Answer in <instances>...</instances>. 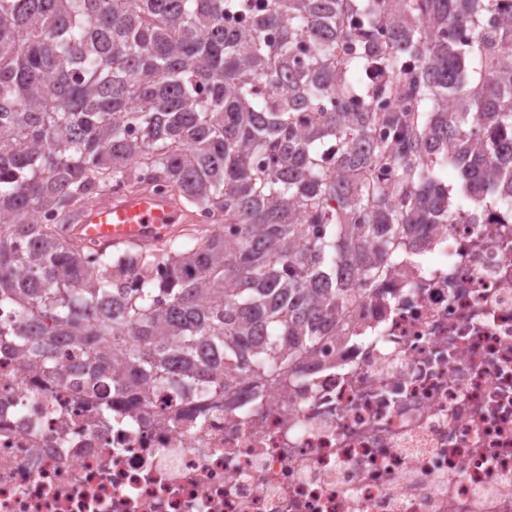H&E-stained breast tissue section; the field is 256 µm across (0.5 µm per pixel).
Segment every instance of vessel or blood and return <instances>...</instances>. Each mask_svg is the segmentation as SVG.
<instances>
[{
  "instance_id": "vessel-or-blood-1",
  "label": "vessel or blood",
  "mask_w": 512,
  "mask_h": 512,
  "mask_svg": "<svg viewBox=\"0 0 512 512\" xmlns=\"http://www.w3.org/2000/svg\"><path fill=\"white\" fill-rule=\"evenodd\" d=\"M182 210L176 200L149 192L96 202L81 215L75 232L109 247L131 243L154 245L169 237Z\"/></svg>"
}]
</instances>
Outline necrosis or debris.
Instances as JSON below:
<instances>
[{"instance_id": "1", "label": "necrosis or debris", "mask_w": 512, "mask_h": 512, "mask_svg": "<svg viewBox=\"0 0 512 512\" xmlns=\"http://www.w3.org/2000/svg\"><path fill=\"white\" fill-rule=\"evenodd\" d=\"M430 225L286 382L87 390L0 346V512H512V212Z\"/></svg>"}]
</instances>
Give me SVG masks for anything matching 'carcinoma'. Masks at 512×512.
<instances>
[{
	"label": "carcinoma",
	"mask_w": 512,
	"mask_h": 512,
	"mask_svg": "<svg viewBox=\"0 0 512 512\" xmlns=\"http://www.w3.org/2000/svg\"><path fill=\"white\" fill-rule=\"evenodd\" d=\"M498 2L0 0V307L21 314L0 341L49 377L75 344L121 395L296 374L409 235L448 223V170L472 210L512 209V16L479 26ZM116 185L177 197L190 228L89 252L77 217Z\"/></svg>",
	"instance_id": "carcinoma-1"
}]
</instances>
